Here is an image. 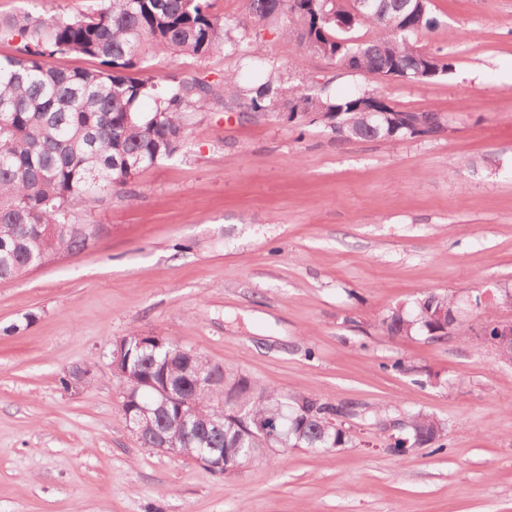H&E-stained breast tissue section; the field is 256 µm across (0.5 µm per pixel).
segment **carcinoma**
<instances>
[{"instance_id": "cac0c4a2", "label": "carcinoma", "mask_w": 512, "mask_h": 512, "mask_svg": "<svg viewBox=\"0 0 512 512\" xmlns=\"http://www.w3.org/2000/svg\"><path fill=\"white\" fill-rule=\"evenodd\" d=\"M261 22L288 18L280 31L287 50L305 48L331 58L342 68L409 82L443 76L452 69L447 57L433 54V71L420 70L414 37L432 29L429 0H374L381 10L364 8L359 0H249ZM213 0H100L78 16L18 14L0 18V39L17 40V55L0 58V280L11 279L34 266L36 258L63 246L85 249L91 235L78 224L74 209L88 208L112 192L125 194L136 175L175 156L186 141V114L226 99L242 114H267L288 105V120L313 111L330 122L336 140L382 139L389 142L436 135L446 120L436 112L397 113L387 98L370 91L345 97H315L307 86L283 89L274 71L263 81L245 84L238 75H224L222 84L198 78L136 77L160 54L208 55L217 46L234 49L230 28L212 12ZM367 25L377 31L355 43L341 23ZM85 56L94 69H64L53 65L62 56ZM348 124H332L336 113ZM456 310L453 297L429 295L415 302L412 312L395 307L382 320L390 336L427 337ZM130 376L119 380L127 389L143 375L169 381L189 394L187 422L154 403L147 430L163 435L178 455L196 458L214 448L238 450L245 464L271 446L306 448L327 453L354 443L346 429L331 431L322 413L354 416L355 410L322 402L302 393L284 394L262 386L241 371L214 363L199 365L234 385L237 401L224 404V429L212 420L224 390L191 381L190 360L174 340L157 350L128 345ZM318 414L308 415L312 404ZM242 407L250 419L276 428L271 443L245 431L236 417ZM448 429L441 420L414 413L405 438L441 451ZM403 438V439H405ZM397 438L388 445L404 454Z\"/></svg>"}]
</instances>
